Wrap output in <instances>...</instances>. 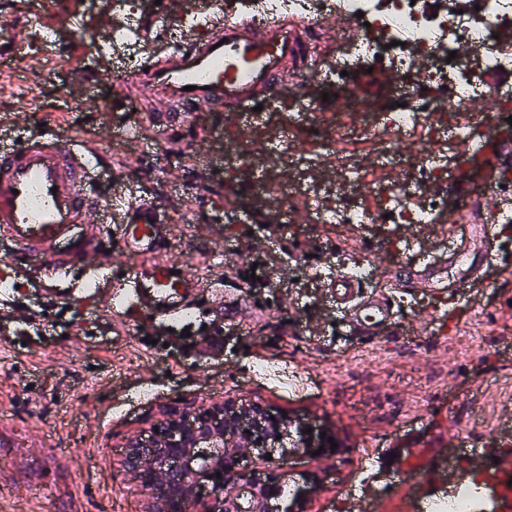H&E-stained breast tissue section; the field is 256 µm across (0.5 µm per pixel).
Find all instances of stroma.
<instances>
[{"label":"stroma","mask_w":512,"mask_h":512,"mask_svg":"<svg viewBox=\"0 0 512 512\" xmlns=\"http://www.w3.org/2000/svg\"><path fill=\"white\" fill-rule=\"evenodd\" d=\"M81 34L58 31L25 85L0 68V127L36 134L60 131L112 156L122 177L116 191L135 188L172 232L164 248L184 275L200 283L199 322L224 329L210 337H177L154 346L136 335L106 300L118 284L100 279V300L52 297L43 270L18 271L17 294L0 303V337L12 336L16 313L30 315L26 343L0 345V512H150V500L124 466L129 438L144 436L171 411L206 404L259 403L329 430L334 453L286 455L278 472L297 489L316 482L305 512H420L444 495L447 476L478 474L487 465L512 468V231L474 244L484 254L481 279H461L440 299L413 287L422 254L445 259L453 242L447 224H271L248 234L246 213L280 214L279 199L257 195L243 210L223 213L224 190L253 176L244 162L202 166L196 153L218 145L222 118L198 115L207 138L183 131L157 149L128 156L115 130L135 125L136 102H113L107 74L116 66L97 55L99 18L110 0H63ZM194 0H144V57L171 48L168 27ZM101 79L93 101L64 102L72 69ZM364 262V294L392 304L380 333L350 329L326 282L311 268L339 259ZM271 273L262 286L244 262ZM232 276L236 288L213 291ZM287 363L299 389L253 378V362ZM423 454L430 470L406 474L402 461Z\"/></svg>","instance_id":"35a3bbf8"}]
</instances>
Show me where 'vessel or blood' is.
Here are the masks:
<instances>
[{"label": "vessel or blood", "instance_id": "1", "mask_svg": "<svg viewBox=\"0 0 512 512\" xmlns=\"http://www.w3.org/2000/svg\"><path fill=\"white\" fill-rule=\"evenodd\" d=\"M311 62L304 39L288 25L237 20L207 26L162 63L141 67L137 83L147 95L160 96L164 106L145 113L121 136L144 144L158 132L195 126L201 112L250 115L256 106L276 102L286 85H297ZM502 142L512 143L511 127L500 130L498 141L469 144L470 162L483 164ZM102 158L95 144L78 145L58 134L25 136L0 145V237L13 243L17 264L41 263L55 273L83 269L108 275L112 256L102 227L119 220L129 261L123 267L122 299L112 305L114 315L146 313L140 328L149 334L159 328L184 332L182 315L198 285L185 277L177 262L164 257L170 227L150 203L111 204L96 192L94 175ZM493 235L492 226L465 225L447 263H424L420 286L433 291L455 288L458 276L479 269L472 240ZM388 316L385 303L368 299L356 306L352 318L373 332ZM480 483L491 490L500 512H512V470L489 469Z\"/></svg>", "mask_w": 512, "mask_h": 512}]
</instances>
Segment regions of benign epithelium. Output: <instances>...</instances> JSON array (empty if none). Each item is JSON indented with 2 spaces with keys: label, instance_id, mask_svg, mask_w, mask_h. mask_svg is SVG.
Masks as SVG:
<instances>
[{
  "label": "benign epithelium",
  "instance_id": "1",
  "mask_svg": "<svg viewBox=\"0 0 512 512\" xmlns=\"http://www.w3.org/2000/svg\"><path fill=\"white\" fill-rule=\"evenodd\" d=\"M157 428L145 439H130L125 456L152 499V512H271V501L279 499V512H301V492L281 499V477L265 455H258V472L244 478V452L271 448L284 436L296 449L331 451V435L316 428L307 434L308 424L261 404L201 405L170 413Z\"/></svg>",
  "mask_w": 512,
  "mask_h": 512
}]
</instances>
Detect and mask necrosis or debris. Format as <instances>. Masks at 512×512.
Wrapping results in <instances>:
<instances>
[{
    "instance_id": "necrosis-or-debris-1",
    "label": "necrosis or debris",
    "mask_w": 512,
    "mask_h": 512,
    "mask_svg": "<svg viewBox=\"0 0 512 512\" xmlns=\"http://www.w3.org/2000/svg\"><path fill=\"white\" fill-rule=\"evenodd\" d=\"M112 8L125 21L96 50L115 55L125 70H137L142 64L138 0H112ZM208 12L227 22L246 14L259 22L297 25L318 61L331 66L337 83H344L345 73L381 60L410 87L403 106L389 105L368 119L389 144L372 173L355 165L345 134L319 140L301 132L277 150L272 162L250 141L225 135L226 162L242 160L263 174L243 189H230L229 198L264 193L284 199L295 190L313 201L318 224L329 218L338 224H432L448 202L447 112L461 117L453 137L461 149L471 126L497 127L512 117V95L487 82L489 74L512 72V48L496 38L500 29L512 27V0H209ZM331 13L359 14L363 21L338 35L320 25ZM325 162L335 163L336 182L308 183V171ZM424 182L435 184L437 195L424 196ZM327 196L335 199V209L324 208ZM489 508L474 482L466 480L452 483L447 498L433 504L434 512Z\"/></svg>"
}]
</instances>
